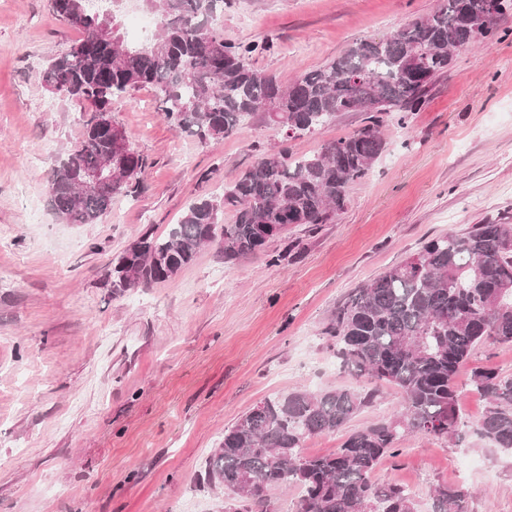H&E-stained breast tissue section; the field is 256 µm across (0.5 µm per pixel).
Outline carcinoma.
Masks as SVG:
<instances>
[{
    "label": "carcinoma",
    "mask_w": 512,
    "mask_h": 512,
    "mask_svg": "<svg viewBox=\"0 0 512 512\" xmlns=\"http://www.w3.org/2000/svg\"><path fill=\"white\" fill-rule=\"evenodd\" d=\"M123 2L110 0L108 12L92 0H51L60 20L80 10L82 37L49 64L43 83L90 112L49 180V204L68 224L97 223L115 196L137 188L133 180L145 159L130 147L121 150L106 130L112 100L130 89L152 86L164 119L204 143L231 135L258 112L288 139L313 133L342 112L367 117L317 153L286 147L263 153L222 197L191 202L161 236L143 232L112 258L107 276L115 296L171 278L204 244L218 240L224 258L238 260L264 251L292 224L330 223L344 210L350 186L385 150L383 116L417 109L428 84L448 69L452 52L477 42L466 11L482 10L483 0H441L431 14L378 40L354 42L286 88L250 64L265 45L224 40L215 27L224 0H140L156 18L158 33L139 48L125 42L115 23ZM511 10L512 0H498L482 39H493L498 18ZM105 22L112 23V44L99 40ZM96 170L112 185L92 186L89 176ZM226 210L234 212L231 224L222 222ZM508 237L512 224H474L461 234L436 236L336 307L322 334L363 383L275 393L225 429L205 470L206 481L227 495L224 512H267L270 491L288 488L300 489L293 512H416L410 490L396 482L376 484L372 473L381 460L400 454L405 435L463 439L457 372L478 346L512 344ZM384 384L400 391L399 411L347 435L330 453L303 452L307 439L339 431L373 404ZM469 385L486 401L476 434L512 450V374L477 366ZM468 495L458 485L439 483L431 512H467Z\"/></svg>",
    "instance_id": "cac0c4a2"
}]
</instances>
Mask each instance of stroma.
I'll list each match as a JSON object with an SVG mask.
<instances>
[{
    "mask_svg": "<svg viewBox=\"0 0 512 512\" xmlns=\"http://www.w3.org/2000/svg\"><path fill=\"white\" fill-rule=\"evenodd\" d=\"M438 5L224 0L218 27L265 44L253 66L286 85ZM498 27L453 53L419 111L386 117L385 151L332 223L291 227L233 262L212 243L172 278L116 297L113 255L222 196L283 134L258 113L203 143L164 120L152 88L130 90L112 118L147 160L138 191L99 223H64L48 179L84 106L41 74L81 33L50 0H0V512H224L204 463L225 428L272 393L355 385L321 334L337 304L437 235L512 224V12ZM363 121L341 113L294 150L315 153ZM479 365L512 373V344L480 347L458 371L464 439L405 438L372 475L408 486L417 512L442 482L470 491L468 512H512V453L475 433L486 402L467 382Z\"/></svg>",
    "mask_w": 512,
    "mask_h": 512,
    "instance_id": "stroma-1",
    "label": "stroma"
}]
</instances>
